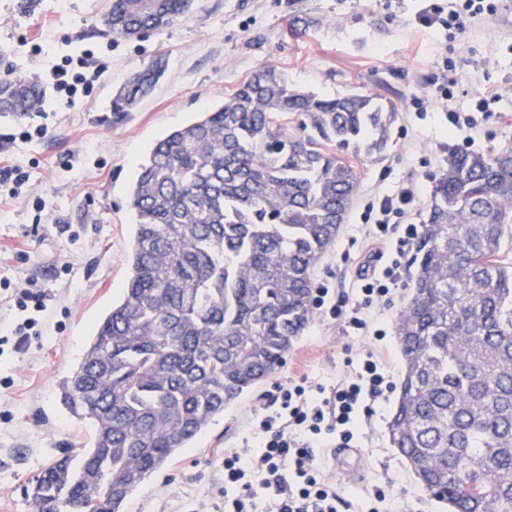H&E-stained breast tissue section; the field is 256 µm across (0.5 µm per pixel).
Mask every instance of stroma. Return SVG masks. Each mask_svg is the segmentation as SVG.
Returning a JSON list of instances; mask_svg holds the SVG:
<instances>
[{
    "label": "stroma",
    "mask_w": 512,
    "mask_h": 512,
    "mask_svg": "<svg viewBox=\"0 0 512 512\" xmlns=\"http://www.w3.org/2000/svg\"><path fill=\"white\" fill-rule=\"evenodd\" d=\"M468 22L456 40L415 19V0H194L186 18L139 39H115L103 17L109 0H0V76L38 78L62 57L93 50L105 71L74 106L45 107L21 118L0 115V159L27 174L21 189L0 184V278L36 283L47 308L21 349L0 346V512H28L32 480L89 425L62 406L58 384L76 365L98 318L125 283L134 216L128 192L136 164L164 134L221 103L261 65L275 64L291 84L322 96L351 89L394 104L398 118L382 156L364 162L358 193L331 249L316 264L314 287L325 304L275 374L225 409L192 448L133 495L130 512H184L212 494L216 448H253L255 425L273 411L283 389L307 394L331 388L379 351L393 378L402 363L395 322L411 287L414 240L397 227L385 261L397 262L398 289L361 307L359 278L376 262L361 215L379 191L420 189L407 224L422 225L434 178L449 151L492 153L512 146V0ZM309 19L289 30L292 17ZM163 59L154 91L121 123H113L112 93L137 70ZM499 102L479 113L474 131L452 130L449 112L470 110L485 88ZM42 125L43 137L22 142V126ZM361 307L366 328L346 319ZM384 339H376L378 325ZM395 399L387 391L362 415L352 447L323 449V470L344 501L342 512H367L383 488L390 512H448L431 501L391 447L386 426Z\"/></svg>",
    "instance_id": "obj_1"
}]
</instances>
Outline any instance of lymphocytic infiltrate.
<instances>
[{"label": "lymphocytic infiltrate", "mask_w": 512, "mask_h": 512, "mask_svg": "<svg viewBox=\"0 0 512 512\" xmlns=\"http://www.w3.org/2000/svg\"><path fill=\"white\" fill-rule=\"evenodd\" d=\"M495 10L491 0H465L462 9L445 16L433 6H421L416 19L427 28L443 24L454 38L464 31L467 21ZM76 62L77 69L55 65L42 76L58 102L66 106L75 105L79 95L89 91L103 68L88 49ZM418 198L419 191L412 185L394 195H378L369 206L375 214L374 238L386 241L392 221L405 217ZM10 299L24 316L0 336V345L10 341L20 348L45 304L40 294L28 288L14 289ZM389 384L381 356L369 351L359 369L330 391H319L310 398L299 385L283 390L278 410L259 422L264 435L259 452L228 448L222 454L216 473L220 498L211 502L212 512H256L259 498L265 499L266 512H339L336 487L324 478L313 447L330 443L348 447L361 414L372 409Z\"/></svg>", "instance_id": "lymphocytic-infiltrate-1"}]
</instances>
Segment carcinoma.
I'll return each mask as SVG.
<instances>
[{"instance_id": "carcinoma-1", "label": "carcinoma", "mask_w": 512, "mask_h": 512, "mask_svg": "<svg viewBox=\"0 0 512 512\" xmlns=\"http://www.w3.org/2000/svg\"><path fill=\"white\" fill-rule=\"evenodd\" d=\"M193 0H110L116 39L184 18ZM156 61L112 96L123 121L163 74ZM24 76L0 79V112L41 108ZM397 113L371 94L320 97L273 64L136 166L128 274L61 403L89 422L83 447L27 489L29 512H126L242 394L276 373L310 317L311 269L359 185L353 159L387 148ZM512 148L448 153L395 323L402 374L391 447L448 512H512Z\"/></svg>"}]
</instances>
